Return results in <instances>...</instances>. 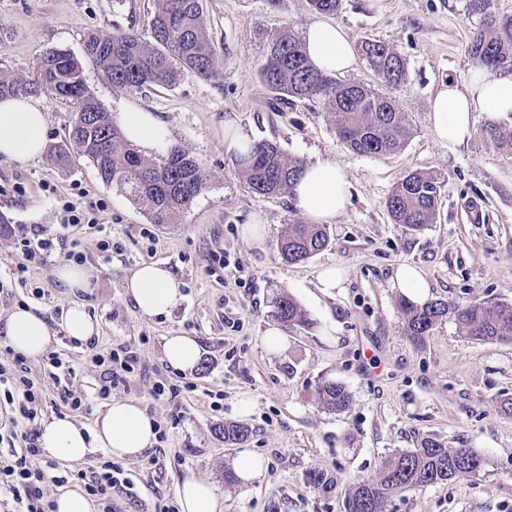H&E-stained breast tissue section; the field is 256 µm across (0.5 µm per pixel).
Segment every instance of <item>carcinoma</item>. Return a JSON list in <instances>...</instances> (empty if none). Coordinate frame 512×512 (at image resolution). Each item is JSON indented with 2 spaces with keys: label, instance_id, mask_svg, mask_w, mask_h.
<instances>
[{
  "label": "carcinoma",
  "instance_id": "obj_1",
  "mask_svg": "<svg viewBox=\"0 0 512 512\" xmlns=\"http://www.w3.org/2000/svg\"><path fill=\"white\" fill-rule=\"evenodd\" d=\"M317 14H334L341 0H307ZM147 21L148 36L91 32L84 53L111 82L112 87L137 91L147 86L171 87L185 70L204 81L223 77L221 62L205 31L201 0H155ZM470 10L481 18L468 46L472 65L512 74V15L491 10V0H469ZM358 53L387 88L406 80L407 63L398 49L380 41H360ZM258 75L271 92L274 112L296 100L319 102L333 118L336 133L349 150L360 155H383L404 146L412 134L407 113L389 93L357 82H342L314 67L303 41L289 26L266 36L264 60ZM48 95L75 105V114L61 143L48 153L68 167L74 156L93 163L98 176L125 192L130 202L144 209L154 224H173L206 188L208 174L180 146L167 149L154 160L128 142L109 112L89 91L81 62L55 50L40 59L28 77L0 75V97ZM484 134L498 147L512 149V129L491 126ZM251 193L260 197L291 193L304 162L287 156L274 142L258 141L236 158ZM441 177L431 172H411L400 179L386 202L391 221L419 232L434 223L441 198ZM329 235L323 224H291L280 240L282 258L300 263L325 250ZM405 334L423 342L438 322L453 318L460 335L476 341L512 340V304L479 302L466 305L427 302L399 303ZM275 315L288 327L307 328L311 321L290 296L275 302ZM316 399L326 408L342 412L350 406L345 386L324 379L315 388ZM226 443H242L249 430L241 425L218 427ZM484 464L469 448H447L426 438L420 446L388 459L376 481L358 484L347 498V512H385L391 497L402 490L448 482V470L460 455Z\"/></svg>",
  "mask_w": 512,
  "mask_h": 512
}]
</instances>
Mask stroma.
I'll list each match as a JSON object with an SVG mask.
<instances>
[{
    "mask_svg": "<svg viewBox=\"0 0 512 512\" xmlns=\"http://www.w3.org/2000/svg\"><path fill=\"white\" fill-rule=\"evenodd\" d=\"M209 38L222 63L220 81L184 73L167 88L125 92L84 58L83 40L98 30L146 33L153 0H0V73L25 77L53 50L83 61L84 79L112 115L132 106L166 123L172 144L186 149L209 172L206 189L174 224H151L120 189L104 184L86 158L67 168L49 155L35 160L0 158V314L20 304L38 308L52 325L82 303L99 323L94 347L60 337L54 349L67 366L61 377L42 359L30 360L47 404L42 419L56 415L61 388L83 400L73 417L92 425L107 398L99 394L101 370L89 350L109 353L132 345L138 371L109 398L134 399L166 431L134 460L123 461L124 481L110 494L112 512H158L177 504L176 486L194 477L210 483L224 512H268L271 502L287 512H345V500L362 481L376 479L392 454L433 438L468 448L485 460L474 476L393 496L389 512H512V415L501 409L512 397V340L475 341L459 336L453 320L438 323L423 344L405 335L393 279L400 265L418 267L429 298L448 303H512V151L486 138V126L512 128V112H479L471 138L441 143L430 122L431 101L442 84L464 86L476 76L467 54L481 18L468 0H342L331 21L351 42L365 38L399 49L408 77L395 96L413 134L396 153L357 155L339 140L321 105L297 101L272 112L258 78L265 36L287 25L297 34L318 21L306 0H202ZM250 141L277 142L286 155L311 163L343 164L352 183L347 210L329 224V247L306 262L282 260L278 243L289 225L306 218L287 196L250 192L224 141L225 124ZM441 175V207L435 223L414 233L391 223L385 203L395 184L411 172ZM86 188L87 201L107 207L114 250L100 252L95 237L74 230L47 262L31 263L27 287L13 279L14 242L25 229L56 233L57 197ZM266 225L256 242L243 229ZM160 240L149 256L144 229ZM80 251L94 270L88 288L70 290L55 271L64 254ZM225 253L229 264L215 262ZM162 262L180 280L183 302L170 313L145 316L125 294L134 269ZM346 273L341 287L325 294L317 274L326 266ZM41 288L33 298L32 288ZM294 298L308 313L307 329L284 328L285 348L268 349L264 334L278 325L274 303ZM191 336L202 354L194 371L181 372L164 358L166 337ZM331 379L351 395L349 408L331 411L318 403V381ZM190 382L194 391L176 399L154 398L156 382ZM246 399V416L233 412ZM225 423L248 427L240 444L224 442ZM247 454L265 468L251 482H226ZM325 475L327 488L311 484Z\"/></svg>",
    "mask_w": 512,
    "mask_h": 512,
    "instance_id": "stroma-1",
    "label": "stroma"
}]
</instances>
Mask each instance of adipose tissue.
<instances>
[{"label":"adipose tissue","instance_id":"1","mask_svg":"<svg viewBox=\"0 0 512 512\" xmlns=\"http://www.w3.org/2000/svg\"><path fill=\"white\" fill-rule=\"evenodd\" d=\"M306 52L318 69L341 73L355 62L353 45L338 25L315 22L304 34ZM432 130L439 141L458 144L473 132L478 112H512V80L481 72L468 87L442 85L431 102ZM126 138L147 150L166 149L170 130L153 113L132 109L120 116ZM47 116L31 98L0 99V157L7 160L39 158L47 142ZM295 206L313 224H330L342 215L351 196V183L345 166L332 160H319L304 166L295 185ZM125 293L145 315L170 313L184 299L176 276L164 264L140 265L125 283ZM0 335L15 350L30 358L46 353L56 335L44 317L30 307L13 309L0 319ZM157 441V428L140 403L115 400L84 427L69 416H55L42 423L40 447L63 461L83 460L94 449L112 458H137ZM180 512H221V502L213 487L194 478L178 484Z\"/></svg>","mask_w":512,"mask_h":512}]
</instances>
